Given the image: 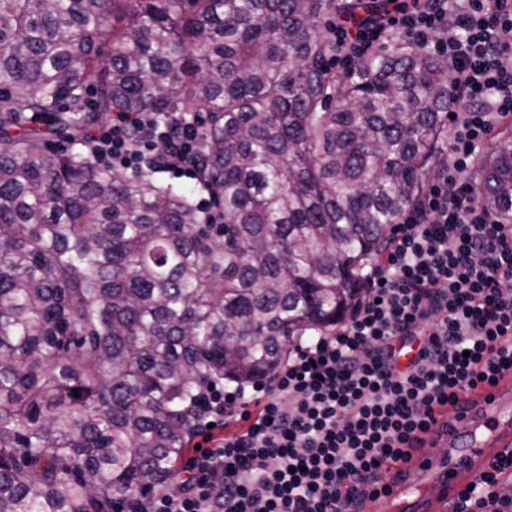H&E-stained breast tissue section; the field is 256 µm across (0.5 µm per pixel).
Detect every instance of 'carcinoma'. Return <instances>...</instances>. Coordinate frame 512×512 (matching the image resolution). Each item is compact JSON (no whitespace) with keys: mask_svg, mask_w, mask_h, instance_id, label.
Instances as JSON below:
<instances>
[{"mask_svg":"<svg viewBox=\"0 0 512 512\" xmlns=\"http://www.w3.org/2000/svg\"><path fill=\"white\" fill-rule=\"evenodd\" d=\"M119 2L0 0V512H123L181 483L201 392L336 328L445 159L448 60L394 33L332 72L335 0ZM113 112L207 113L224 223L95 162ZM474 194L512 220V131Z\"/></svg>","mask_w":512,"mask_h":512,"instance_id":"obj_1","label":"carcinoma"}]
</instances>
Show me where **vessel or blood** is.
I'll use <instances>...</instances> for the list:
<instances>
[{
	"mask_svg": "<svg viewBox=\"0 0 512 512\" xmlns=\"http://www.w3.org/2000/svg\"><path fill=\"white\" fill-rule=\"evenodd\" d=\"M449 428L434 426L439 455L425 456L413 449L410 459L378 474L384 494L363 495L351 512H380L386 500L399 512H453L454 498L489 465L512 455V371L495 385L460 397V409L448 413Z\"/></svg>",
	"mask_w": 512,
	"mask_h": 512,
	"instance_id": "obj_1",
	"label": "vessel or blood"
}]
</instances>
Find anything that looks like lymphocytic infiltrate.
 <instances>
[{
    "instance_id": "obj_1",
    "label": "lymphocytic infiltrate",
    "mask_w": 512,
    "mask_h": 512,
    "mask_svg": "<svg viewBox=\"0 0 512 512\" xmlns=\"http://www.w3.org/2000/svg\"><path fill=\"white\" fill-rule=\"evenodd\" d=\"M328 31L346 70L395 31L448 58L449 161L371 259L345 321L297 342L271 378L204 391L197 425L237 430L197 449L179 489L133 497L128 512H349L379 468L407 459L436 407L512 369V221L472 187L477 153L512 115V0H389L377 19ZM199 128L195 116L175 129L152 112H115L91 150L116 170L196 180ZM507 470L512 459L480 475L457 512H512Z\"/></svg>"
}]
</instances>
